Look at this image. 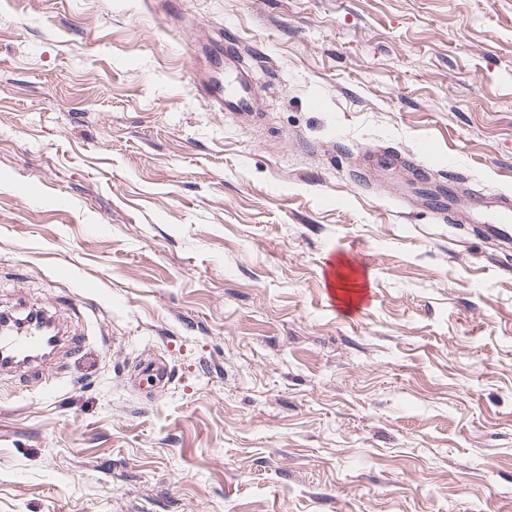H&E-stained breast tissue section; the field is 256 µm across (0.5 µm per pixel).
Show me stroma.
I'll use <instances>...</instances> for the list:
<instances>
[{
	"instance_id": "stroma-1",
	"label": "stroma",
	"mask_w": 512,
	"mask_h": 512,
	"mask_svg": "<svg viewBox=\"0 0 512 512\" xmlns=\"http://www.w3.org/2000/svg\"><path fill=\"white\" fill-rule=\"evenodd\" d=\"M231 32L245 118L192 86ZM477 195L512 196V0H0V311L82 342L0 368V512H512Z\"/></svg>"
}]
</instances>
